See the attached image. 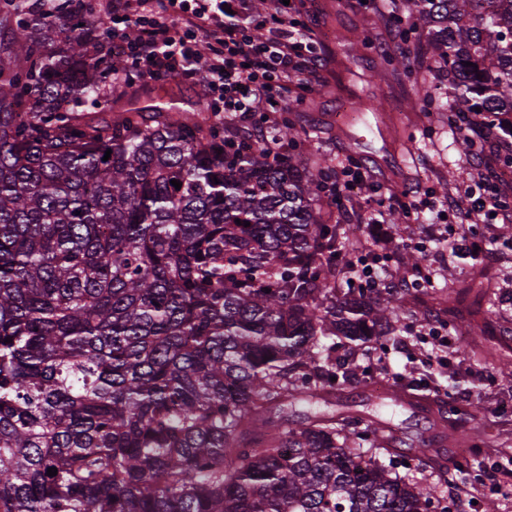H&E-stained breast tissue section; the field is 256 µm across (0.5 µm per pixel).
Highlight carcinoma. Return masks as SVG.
Listing matches in <instances>:
<instances>
[{
  "instance_id": "carcinoma-1",
  "label": "carcinoma",
  "mask_w": 512,
  "mask_h": 512,
  "mask_svg": "<svg viewBox=\"0 0 512 512\" xmlns=\"http://www.w3.org/2000/svg\"><path fill=\"white\" fill-rule=\"evenodd\" d=\"M385 9L448 82V126L512 142V0ZM100 28L74 0H0V512H427L376 431L284 416L358 375L336 345L400 321L394 289L337 262L356 247L321 212L332 171L227 151L167 90L88 111L112 100ZM277 137L303 143L291 119ZM498 303L448 281L463 354ZM507 335L482 348L512 376ZM482 413L448 417L452 447Z\"/></svg>"
}]
</instances>
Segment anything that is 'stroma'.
<instances>
[{
  "label": "stroma",
  "mask_w": 512,
  "mask_h": 512,
  "mask_svg": "<svg viewBox=\"0 0 512 512\" xmlns=\"http://www.w3.org/2000/svg\"><path fill=\"white\" fill-rule=\"evenodd\" d=\"M329 5L330 0H294L293 3L295 18L315 28L316 48L327 59L326 66L312 82L309 97L314 102L313 107H300L293 102L288 105L298 129L307 133L306 154L316 161H332L378 151L388 142L395 147L391 165L375 175L383 193L418 186L441 202L463 191L472 184L475 172L458 146L459 131L449 128L447 118L438 112L408 111L407 102L413 90L403 76L388 74L385 88V107L394 117L395 132L379 136L370 115L347 125L338 121V114L350 112L358 100L371 96L374 90L372 71L381 67L384 56H399L402 47L384 9L375 8L369 0H347L343 13L337 17L331 15ZM362 28L368 30L373 47L341 57L336 33L347 35ZM379 43L388 45L387 53L376 51ZM127 75L134 90L146 92L162 86L174 90L181 109L190 111L202 103L199 88L192 81L165 76L149 80L135 68L129 69ZM445 226L439 219L430 217L404 228L405 233L425 244L421 267L434 283L430 289L412 288L397 294L402 306L401 325L413 334L414 354H406L399 345L379 341L352 350L337 348V361L353 362L365 371L375 369L381 362L389 364L386 375L389 386L375 390L351 380L337 387L331 407L336 417H356L392 435L393 441L384 456L395 461L399 475L434 486L429 512H458L448 482L456 478L463 460L452 452L437 463L420 467L415 464L410 447L423 438L447 446L446 431L437 426L436 418L438 412L447 411L449 403L463 406L481 399L489 412L480 424V456L505 465L512 463V378L501 377L492 365H480L461 356L453 359V368L449 371L430 368L423 361L431 342L421 337V327L426 323L442 326L443 306L434 295L436 288L446 285L448 275L468 278L485 272L494 275L499 287L512 291V251L488 261L456 257L439 243ZM452 374L457 377V386L450 388V396L435 400L425 393L413 402H395L390 398L391 391L410 390L418 378L428 377L440 387L449 388L448 377Z\"/></svg>",
  "instance_id": "1"
}]
</instances>
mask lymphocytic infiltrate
I'll return each mask as SVG.
<instances>
[{"mask_svg":"<svg viewBox=\"0 0 512 512\" xmlns=\"http://www.w3.org/2000/svg\"><path fill=\"white\" fill-rule=\"evenodd\" d=\"M104 11L112 23L113 82H121L131 64L150 77L179 73L194 79L211 112L223 114L229 142L247 129L255 143H266L270 116L258 113L256 102L275 107L304 96L325 62L312 49L314 30L297 21L282 0H272L270 11L258 18L247 0H107ZM267 27L274 37L261 36ZM202 41L210 57L199 69L194 62ZM479 155L481 193L449 197L447 207L488 229L498 221L511 223L512 204L496 176L497 153L486 148Z\"/></svg>","mask_w":512,"mask_h":512,"instance_id":"f902f5d3","label":"lymphocytic infiltrate"}]
</instances>
